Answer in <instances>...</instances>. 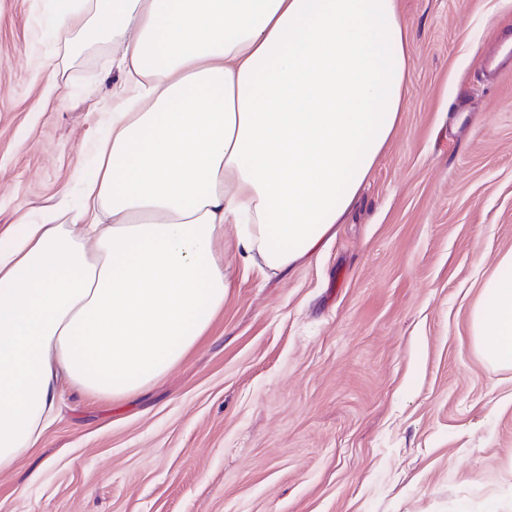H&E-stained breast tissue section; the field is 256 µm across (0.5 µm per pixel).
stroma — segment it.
Wrapping results in <instances>:
<instances>
[{"label": "stroma", "instance_id": "obj_1", "mask_svg": "<svg viewBox=\"0 0 512 512\" xmlns=\"http://www.w3.org/2000/svg\"><path fill=\"white\" fill-rule=\"evenodd\" d=\"M413 66L399 131L347 223L283 276L243 271L210 332L114 406L63 392L0 512H512V370L469 312L512 250V71L481 59L512 0H398ZM0 0V233L93 172L118 72ZM43 475L36 484L34 468Z\"/></svg>", "mask_w": 512, "mask_h": 512}]
</instances>
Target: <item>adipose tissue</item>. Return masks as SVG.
Returning <instances> with one entry per match:
<instances>
[{"label": "adipose tissue", "mask_w": 512, "mask_h": 512, "mask_svg": "<svg viewBox=\"0 0 512 512\" xmlns=\"http://www.w3.org/2000/svg\"><path fill=\"white\" fill-rule=\"evenodd\" d=\"M55 38L125 73L96 173L0 235V473L40 446L61 384L122 402L207 336L233 233L267 275L317 257L408 98L398 0H72ZM512 369V251L470 311Z\"/></svg>", "instance_id": "obj_1"}]
</instances>
